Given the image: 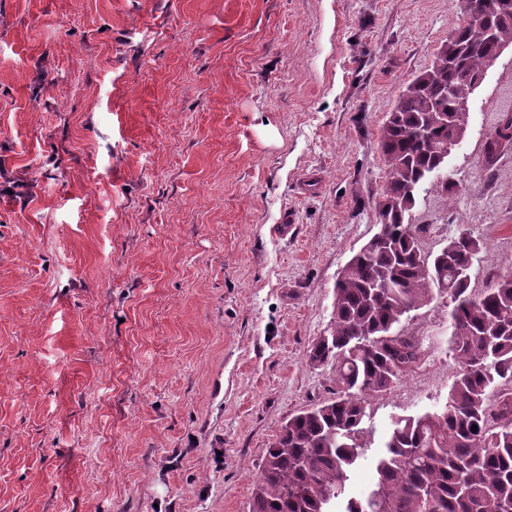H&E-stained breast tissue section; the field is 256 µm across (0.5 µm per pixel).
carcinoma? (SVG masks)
I'll list each match as a JSON object with an SVG mask.
<instances>
[{
	"instance_id": "1",
	"label": "carcinoma",
	"mask_w": 512,
	"mask_h": 512,
	"mask_svg": "<svg viewBox=\"0 0 512 512\" xmlns=\"http://www.w3.org/2000/svg\"><path fill=\"white\" fill-rule=\"evenodd\" d=\"M461 11L463 24L408 82L379 129L386 182L378 230L341 270L331 327L308 354L312 365H336V397L282 426L267 448L250 512H330L336 502L342 512H512V272L475 293L460 270L473 266L481 239L460 230L426 253L419 245L424 227L406 220L416 196L448 170L484 73L512 49V0L492 13L481 0H461ZM509 147L512 113L505 112L485 140L487 163ZM380 280L391 287L374 297ZM438 298L453 304L459 364L445 407L395 420L371 491L352 497L350 473L371 432L367 397L418 364L421 345L406 322Z\"/></svg>"
}]
</instances>
